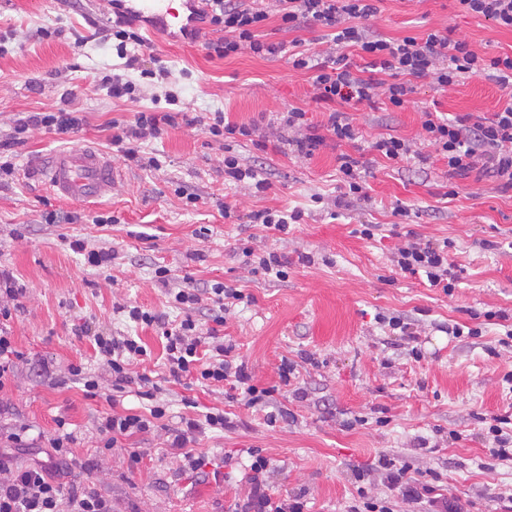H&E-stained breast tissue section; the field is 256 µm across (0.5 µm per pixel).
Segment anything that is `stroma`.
<instances>
[{"label":"stroma","instance_id":"stroma-1","mask_svg":"<svg viewBox=\"0 0 512 512\" xmlns=\"http://www.w3.org/2000/svg\"><path fill=\"white\" fill-rule=\"evenodd\" d=\"M368 28L387 38L424 37L452 28L456 37L489 56L512 52V30L460 11L455 0H380ZM112 19L107 0H0V139L24 112L61 109L82 114L78 132L60 136L44 128L30 131L12 152L13 176L0 179V267L24 288L12 313L10 333L24 355L14 382L0 390V433L25 425L52 434L65 419L72 450L86 462L72 479L111 498L114 512H237L250 490L252 454L271 465L263 478L271 494H304L309 512H345L360 496L388 501L392 512H418L417 504L389 490L380 459L408 466L439 493L460 497L469 512H504L512 494V462L493 458L486 422L512 415V337L485 317L503 312L512 319V191L495 180L449 177L445 162L387 163L367 150L369 198L335 207L337 158L353 144L326 139L311 157L280 143L279 118L303 108L324 135L328 107L313 97L312 74L293 69L287 54L260 58L242 53L210 57L204 39L156 38L132 46L137 68L124 65L103 36ZM164 77H155V70ZM119 73L139 82L140 100L113 99L97 83ZM404 108L351 105L347 112L365 139L391 134L432 155L421 127L429 110L453 117H489L512 95L482 76L461 79L450 92L428 81ZM180 96V109L205 116L222 111L230 123H259L258 142L236 139L232 147L244 163L268 178L266 192L224 182V150L202 125L167 128L146 143L160 169L143 171L113 159L119 173L111 191L94 204L61 200L50 189L41 162L53 153L90 146L111 153L112 122L154 107L165 90ZM198 194L187 206L177 187ZM320 202H313V195ZM228 204L234 220L216 207ZM404 206L409 216L395 215ZM299 209L301 223L280 234L250 223L253 211ZM56 223H46L48 213ZM77 213L78 223L64 220ZM101 214L118 216L99 224ZM376 224L374 238L362 225ZM111 248V269L86 264L71 240ZM449 240L456 265L452 293L428 287L425 279L396 273L392 254L410 242ZM274 250L288 259L286 279L250 273L240 248ZM312 263H301L302 255ZM173 271L169 285L156 282L154 262ZM203 286L217 281L238 287L249 303L229 306L217 334L231 345L255 384L274 388L263 407L233 398L229 387H201L167 381L163 340L152 327H134L115 307L132 302L169 320L185 315L207 322L209 301L191 313L171 307L169 290L184 277ZM408 323V333L390 329L387 318ZM472 335L449 336L451 324ZM140 336L151 352L133 366L124 408L146 412L141 375L159 390L167 407L165 428L121 441L102 454L98 420L109 406L111 374L99 367L89 332ZM48 373H41V363ZM293 365L289 385L281 364ZM79 365L92 373L100 397L89 398L69 372ZM222 410L231 425L205 431L192 444L203 466L193 472L167 446L170 428L181 418H202ZM139 449L132 464L128 451ZM223 481H214L213 471Z\"/></svg>","mask_w":512,"mask_h":512}]
</instances>
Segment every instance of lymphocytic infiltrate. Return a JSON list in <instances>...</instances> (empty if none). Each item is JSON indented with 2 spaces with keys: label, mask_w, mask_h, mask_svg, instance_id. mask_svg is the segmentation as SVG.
Listing matches in <instances>:
<instances>
[{
  "label": "lymphocytic infiltrate",
  "mask_w": 512,
  "mask_h": 512,
  "mask_svg": "<svg viewBox=\"0 0 512 512\" xmlns=\"http://www.w3.org/2000/svg\"><path fill=\"white\" fill-rule=\"evenodd\" d=\"M273 10L259 7L257 0H211V11L204 20L221 30L222 38L208 41L209 56L227 58L241 53L257 57L274 56L288 52L294 69L312 71L314 98L328 104L330 111L326 135L310 132L306 112L299 107L290 108L283 123L297 130V137L290 139L293 152L303 157L312 156L326 139L336 142H355L360 132L340 104H370L383 99L385 104L400 109L407 104L415 91L414 79L423 78L439 91L453 88L462 78L482 75L494 80L503 88L512 87V54L486 56L477 53L462 39L451 32L435 30L425 37L406 36L389 39L364 27V20L378 12L375 0H273ZM278 16L282 28L288 31L322 26L332 29V50L313 51L293 41L291 48L283 44L262 40L260 30L270 16ZM357 52L368 60L369 77H362L349 54ZM179 100L167 94L164 106L135 113L133 120L113 121L112 153L116 157L135 163L141 169H160L158 157L145 152L147 141L157 138L176 121L188 125H202L212 138L227 135L251 139L255 125H236L225 121L223 113L210 117L178 116L174 111ZM83 122L79 113L59 110L56 112H30L14 121L9 138L0 139V176L14 173L12 162L5 153L22 144L29 130L42 127L59 134L78 129ZM422 128L428 145L448 166L449 177L465 176L475 172L493 177L501 190H512V101L492 116L472 119L457 116L451 119L422 113ZM366 169L360 157L341 153L338 157L339 195L335 202L350 205L367 200ZM402 273L425 276L429 287L451 293L456 277L449 258L447 245L427 242L409 243L398 247L393 259ZM209 298L218 313L216 324H223L220 313L226 300L244 301V294L232 285L215 282L207 289L193 283L172 294L175 305L188 307ZM130 322L154 326L161 330L165 340V368L170 379L179 382L193 379L204 385L231 382L240 390L247 406L266 404L271 389L258 387L246 364L233 363L230 350L220 343H211L203 326L192 318L179 323L166 322L162 315L137 305H117ZM100 365L112 373V392L107 397L111 407L98 424L102 451L115 448L120 439L150 432L167 416L164 404L154 403L153 390L143 391L142 396L151 400L148 413L138 414L119 410L126 387L131 380L130 370L144 362L148 355L140 337L115 336L99 333L94 337ZM227 419L222 411L207 412L203 419H181L179 427L170 429L169 446L180 451L191 467H198L190 445L203 428L224 429ZM58 430L50 439L46 458L37 463H18L15 451L34 447L27 428L9 432L7 447L0 448V512H112L111 499L97 492L68 482L73 466L71 448L73 437L65 432V420H58ZM270 465L266 457L254 456L250 465L251 489L240 506V512H305L307 503L303 496L293 495L274 499L263 481V474ZM387 481L390 489L400 491L405 499L423 503V512H465V506L454 496L435 491L409 474L407 467L389 470Z\"/></svg>",
  "instance_id": "lymphocytic-infiltrate-1"
}]
</instances>
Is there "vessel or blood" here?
<instances>
[{"label": "vessel or blood", "mask_w": 512, "mask_h": 512, "mask_svg": "<svg viewBox=\"0 0 512 512\" xmlns=\"http://www.w3.org/2000/svg\"><path fill=\"white\" fill-rule=\"evenodd\" d=\"M207 10V0H126L124 5L125 15L148 21L152 37L161 27L192 28ZM46 174L54 194L81 203L100 198L118 178L111 160L89 147L53 154Z\"/></svg>", "instance_id": "vessel-or-blood-1"}]
</instances>
